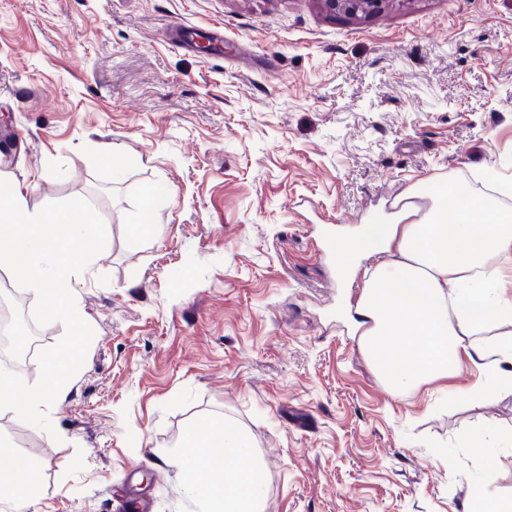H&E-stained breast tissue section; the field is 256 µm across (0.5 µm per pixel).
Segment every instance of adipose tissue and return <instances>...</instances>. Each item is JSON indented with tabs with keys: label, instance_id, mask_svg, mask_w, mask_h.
Instances as JSON below:
<instances>
[{
	"label": "adipose tissue",
	"instance_id": "ef3b65f1",
	"mask_svg": "<svg viewBox=\"0 0 512 512\" xmlns=\"http://www.w3.org/2000/svg\"><path fill=\"white\" fill-rule=\"evenodd\" d=\"M495 195L449 209L448 185L433 184L431 205L406 204L396 218L367 225L335 240L340 271L364 255L376 263L365 273L358 314L365 330L361 348L389 390L399 393L455 375L462 363L477 373L472 399L512 393V338L484 333L512 326V208ZM182 453L184 483L206 512H263L262 473L250 463L249 435L232 423L206 424ZM39 479L23 456L0 472V496L17 508L33 500Z\"/></svg>",
	"mask_w": 512,
	"mask_h": 512
}]
</instances>
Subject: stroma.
Returning a JSON list of instances; mask_svg holds the SVG:
<instances>
[{
  "label": "stroma",
  "mask_w": 512,
  "mask_h": 512,
  "mask_svg": "<svg viewBox=\"0 0 512 512\" xmlns=\"http://www.w3.org/2000/svg\"><path fill=\"white\" fill-rule=\"evenodd\" d=\"M488 167L512 183V0H0V178L107 232L70 278L94 336L52 431L0 409L41 473L29 512H128L135 468L153 512H201L181 448L206 420L250 435L264 512H474L482 480L511 502L512 394L469 398L467 363L388 390L358 347L363 277L316 249ZM326 11L350 16L371 15L378 12L387 0H320ZM473 448L482 456L486 464V472L490 476L496 465V457L492 448H495L493 436L483 431L476 432L471 437Z\"/></svg>",
  "instance_id": "1"
}]
</instances>
